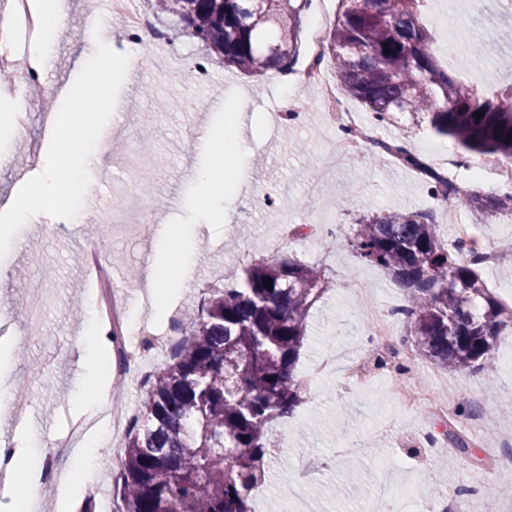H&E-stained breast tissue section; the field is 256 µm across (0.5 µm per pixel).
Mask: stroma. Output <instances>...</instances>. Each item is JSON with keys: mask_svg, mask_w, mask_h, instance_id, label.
<instances>
[{"mask_svg": "<svg viewBox=\"0 0 512 512\" xmlns=\"http://www.w3.org/2000/svg\"><path fill=\"white\" fill-rule=\"evenodd\" d=\"M447 0H433L426 24L436 36L439 58L449 37L482 39L494 44L496 54L511 55L512 43L497 41V25L489 14L493 0H465L456 18H449ZM100 13L99 0H65V24L55 44V57L67 68L63 85L43 81L38 92L24 100V126L9 152H0V226L5 225L13 199L31 187L42 173V158L52 146L46 134L54 118L71 110L102 136L99 147L86 150L85 160L70 168L78 189L67 215L53 210L33 215L15 225L10 237H0V340L24 349L25 358L0 362L7 381L16 385L12 404L0 405V425L11 435L28 434L48 442L67 438L72 452L57 474L74 466L75 450L96 438L101 458L96 482H111L112 460L123 456L126 433L109 431V406L94 415H79L75 399L81 369L75 353L80 337L100 325L96 280L88 264L98 253L109 268L121 269L129 290L125 305L132 322L145 331L161 333L173 309L197 313L212 289L223 287L232 272L273 258H290L317 267L328 288L311 308L308 336L298 376L302 402L289 418L272 423L269 439L282 449L270 468L255 512H269L271 501L291 499L295 512H369L381 486L413 485L423 492L433 484L438 495L454 492L460 480L482 485L487 474L500 468L507 452L489 445L486 431L468 429L469 414H455L456 429L469 438L472 453L440 454L441 426L422 415L409 422L383 383L345 388L339 369L320 376L311 370L322 351L340 345L347 358H358L367 328L359 313L363 295L377 303L403 304L402 288L382 269L363 262L350 247L358 216L387 211L435 212L440 205L428 185L411 171L390 160L372 159L361 151L356 159L343 156L326 162L335 139L314 90L285 86L278 72L256 80L221 60L207 56L205 47L185 36L178 18L155 14L156 22L178 37V63L159 67L148 45L127 41L121 21L101 13L103 36L113 55H141L142 63L120 75L99 79L92 70L78 67V58L91 53V34L82 16ZM209 59L210 77L192 78L191 67ZM91 85L80 105L62 94L63 87ZM299 118L282 125L281 113ZM241 123L240 150L250 169L262 170L259 194L232 193L224 201V235L208 229L206 203L196 181L204 164L195 140L207 128L223 124L229 115ZM390 138H407L408 147L425 158L447 161L463 156L450 137L422 128L405 136L402 128L388 127ZM104 195L101 204L89 205L93 192ZM329 222L331 237L288 241L278 238L281 225H316ZM191 224L196 228L187 245L196 254L195 273L172 285L161 304H154L140 283L158 251L161 224ZM47 304L41 329L28 331L26 313L33 303ZM500 355L490 373L462 377L454 406L481 403L492 413L495 429L512 423V333L500 336ZM171 352L153 349L142 354L123 381L121 394L131 409L142 410L145 381L163 371ZM393 411L397 428L379 433L386 411ZM358 448L355 456L337 457L330 469L312 473L298 485H284L279 474L295 470L302 452L333 453L337 441Z\"/></svg>", "mask_w": 512, "mask_h": 512, "instance_id": "1", "label": "stroma"}]
</instances>
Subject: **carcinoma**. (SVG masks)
<instances>
[{"mask_svg": "<svg viewBox=\"0 0 512 512\" xmlns=\"http://www.w3.org/2000/svg\"><path fill=\"white\" fill-rule=\"evenodd\" d=\"M251 2L158 0L157 7L176 15L224 66L262 79L298 59L312 0ZM430 2L341 0L320 60L332 63L340 93L376 124L406 112L471 156L512 157V141H505L512 83L478 94L444 69L425 25ZM371 153L393 155L434 195L481 220L512 213V190L490 197L443 190V178L404 140L373 142ZM354 248L405 290L413 353L460 375L493 371L496 341L512 329V306L490 291L483 254L449 249L422 212L360 218ZM324 291L317 269L282 259L245 268L203 304L171 363L149 380L144 411L129 426L115 477L119 512H252L253 490L275 457L267 427L301 404L295 373L308 314ZM444 437L462 455L471 448L451 428Z\"/></svg>", "mask_w": 512, "mask_h": 512, "instance_id": "1", "label": "carcinoma"}]
</instances>
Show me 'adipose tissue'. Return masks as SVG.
<instances>
[{"label":"adipose tissue","instance_id":"1","mask_svg":"<svg viewBox=\"0 0 512 512\" xmlns=\"http://www.w3.org/2000/svg\"><path fill=\"white\" fill-rule=\"evenodd\" d=\"M79 113H72L57 123V147L54 154L43 158L44 166L53 168L55 179L49 184H34L31 189L18 195L11 206L14 222H23L36 209L72 198L75 186L67 179L68 157L75 137V131L81 125ZM239 125L228 120L224 125L211 129L204 138V150L210 156L209 164L201 166L196 172L197 180L206 187L216 218L224 216V197L230 190H242L241 171L244 161L237 153ZM193 228L188 224L163 225L160 234L163 249L158 261L151 266L145 276L143 286L150 293H158L170 279L190 278L195 257L189 251H172L174 241L190 237ZM92 352L82 359L83 393L77 404L83 414L91 415L107 401L109 393L102 387L100 379L103 370L102 356L108 346L104 330H96L90 338ZM98 444L88 440L78 452L79 465L72 474L61 479L57 487L58 512H74L75 499L94 478L97 469ZM5 462L7 480L0 487V512H33L34 495L43 482V460L37 456L29 440H22L12 446H0V462Z\"/></svg>","mask_w":512,"mask_h":512}]
</instances>
